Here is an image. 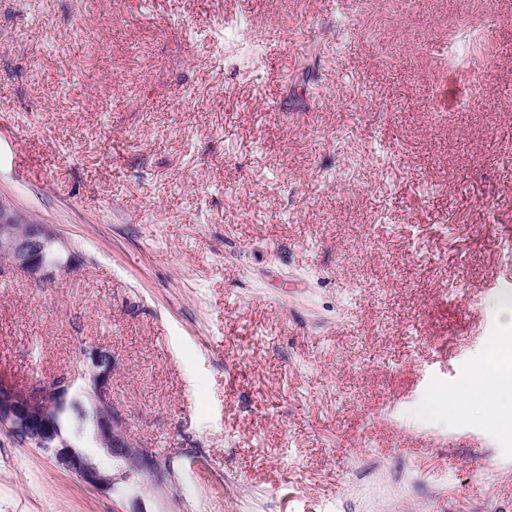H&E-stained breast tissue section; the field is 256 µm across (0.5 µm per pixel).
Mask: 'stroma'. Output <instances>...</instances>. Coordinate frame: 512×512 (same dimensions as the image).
<instances>
[{
	"mask_svg": "<svg viewBox=\"0 0 512 512\" xmlns=\"http://www.w3.org/2000/svg\"><path fill=\"white\" fill-rule=\"evenodd\" d=\"M466 35L474 86L425 43ZM512 0H0V383L112 354L159 470L0 427V512H512V439L421 415L512 294ZM15 210L0 199V257L5 259L12 269L27 274L38 283L52 281L64 263L52 264L61 260L59 255L49 254L59 250V240L46 226L30 224L28 229L20 232L17 224H25L20 216L15 224ZM47 256L46 261L45 257Z\"/></svg>",
	"mask_w": 512,
	"mask_h": 512,
	"instance_id": "35a3bbf8",
	"label": "stroma"
}]
</instances>
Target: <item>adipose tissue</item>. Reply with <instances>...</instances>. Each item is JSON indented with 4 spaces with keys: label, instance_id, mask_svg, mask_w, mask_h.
Instances as JSON below:
<instances>
[{
    "label": "adipose tissue",
    "instance_id": "obj_1",
    "mask_svg": "<svg viewBox=\"0 0 512 512\" xmlns=\"http://www.w3.org/2000/svg\"><path fill=\"white\" fill-rule=\"evenodd\" d=\"M504 340L490 345L487 357L475 360L464 380L454 389L435 390L423 408L426 416L434 415L440 404H447L448 419L455 422L475 413L493 432L512 437V368L502 361L499 351Z\"/></svg>",
    "mask_w": 512,
    "mask_h": 512
}]
</instances>
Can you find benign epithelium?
I'll list each match as a JSON object with an SVG mask.
<instances>
[{
	"mask_svg": "<svg viewBox=\"0 0 512 512\" xmlns=\"http://www.w3.org/2000/svg\"><path fill=\"white\" fill-rule=\"evenodd\" d=\"M15 217V210L0 199V257L12 269L39 283L52 281L64 267L46 261L50 251L59 249L58 238L41 224H31L21 232ZM82 356L86 367L79 375L81 387L89 390L96 407L94 428L85 440L98 445L104 455L130 471L141 472L153 466L151 457L132 448L125 418L112 411V353L89 345L82 349ZM75 386L76 380L64 377L30 393L0 384V427L49 453L57 465L83 482L110 491L114 487L112 475L99 468L88 449L64 436L58 425V402L66 399Z\"/></svg>",
	"mask_w": 512,
	"mask_h": 512,
	"instance_id": "obj_1",
	"label": "benign epithelium"
}]
</instances>
